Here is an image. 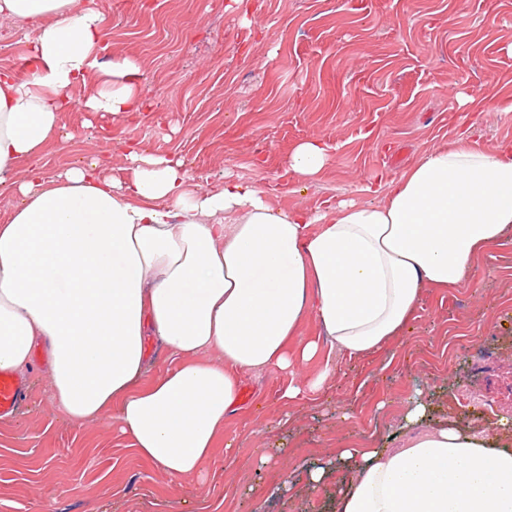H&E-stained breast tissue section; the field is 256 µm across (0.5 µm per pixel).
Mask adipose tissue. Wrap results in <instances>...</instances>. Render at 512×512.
<instances>
[{
  "mask_svg": "<svg viewBox=\"0 0 512 512\" xmlns=\"http://www.w3.org/2000/svg\"><path fill=\"white\" fill-rule=\"evenodd\" d=\"M0 19L33 36L26 76L0 70V192L13 200L0 224V370L31 368L45 345L65 418L111 416L169 478L204 477L242 372L287 373L289 405L319 394L329 370L304 378L300 367L372 356L412 321L423 289L461 285L512 236V140L433 148L382 198L320 212L275 205L248 182L202 187L181 157L125 135L122 167L94 153L45 174L29 160L68 107L137 120L138 65L117 56L97 67L107 17L96 0H0ZM327 157L306 140L288 170L310 179ZM310 316L322 340L298 339ZM152 346L169 362L157 374ZM214 351L220 361H205ZM398 429L399 447L340 449L349 480L336 512H512V421L491 437L436 425L420 391Z\"/></svg>",
  "mask_w": 512,
  "mask_h": 512,
  "instance_id": "adipose-tissue-1",
  "label": "adipose tissue"
}]
</instances>
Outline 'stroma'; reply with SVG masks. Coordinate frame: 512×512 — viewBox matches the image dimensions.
<instances>
[{
	"mask_svg": "<svg viewBox=\"0 0 512 512\" xmlns=\"http://www.w3.org/2000/svg\"><path fill=\"white\" fill-rule=\"evenodd\" d=\"M98 0L110 55L135 59L146 108L132 136L182 157L197 183L255 181L275 204L325 210L368 199L436 146L512 140V0ZM475 97L479 111L465 104ZM75 138L35 164L56 173L87 145L112 151L121 117L61 113ZM332 146L321 173H288L301 141ZM35 350L29 396L0 418V512H331L306 468L348 446H396L397 415L425 390L436 422L496 429L512 412V237L475 259L456 288H427L396 339L337 359L323 392L284 406L288 374L241 373L206 480H172L133 454L111 416L74 427L49 402ZM283 457L259 465L261 449ZM290 492H281L282 483Z\"/></svg>",
	"mask_w": 512,
	"mask_h": 512,
	"instance_id": "stroma-1",
	"label": "stroma"
}]
</instances>
